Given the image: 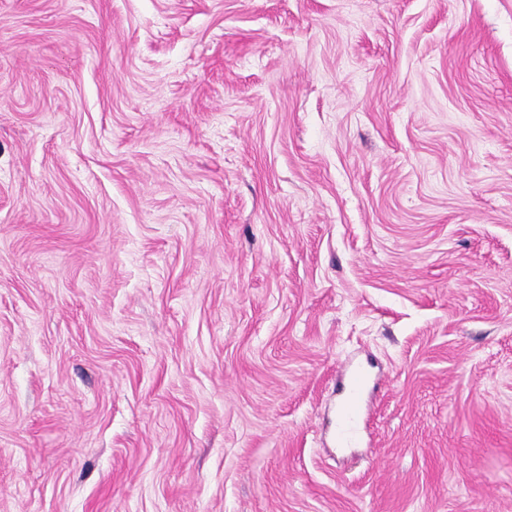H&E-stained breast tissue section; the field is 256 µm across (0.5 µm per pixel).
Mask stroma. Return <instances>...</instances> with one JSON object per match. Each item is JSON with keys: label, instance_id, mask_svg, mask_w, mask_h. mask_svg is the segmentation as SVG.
<instances>
[{"label": "stroma", "instance_id": "obj_1", "mask_svg": "<svg viewBox=\"0 0 512 512\" xmlns=\"http://www.w3.org/2000/svg\"><path fill=\"white\" fill-rule=\"evenodd\" d=\"M0 512H512V0H0ZM367 377L361 370L349 374L348 384L337 409L336 444L338 448H355L363 430L367 409Z\"/></svg>", "mask_w": 512, "mask_h": 512}]
</instances>
